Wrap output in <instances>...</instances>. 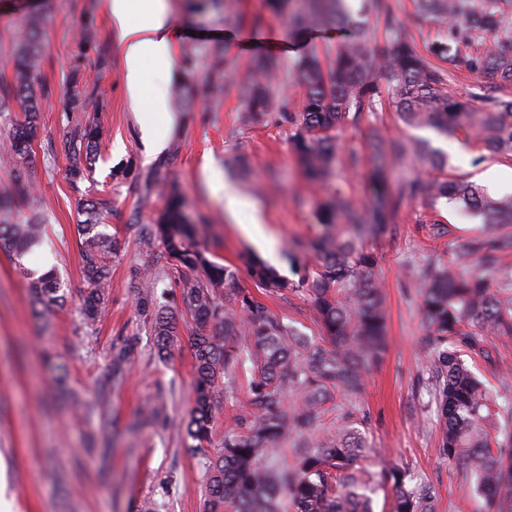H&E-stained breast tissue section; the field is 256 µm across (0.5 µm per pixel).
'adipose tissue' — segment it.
<instances>
[{
	"label": "adipose tissue",
	"instance_id": "ef3b65f1",
	"mask_svg": "<svg viewBox=\"0 0 512 512\" xmlns=\"http://www.w3.org/2000/svg\"><path fill=\"white\" fill-rule=\"evenodd\" d=\"M149 22L143 26L128 23V0H109V8L120 31V41L125 55L126 88L133 104H140L143 97H150L153 108L163 111L171 74V47L174 34L168 24L163 0H139ZM156 63L153 81H146L145 66Z\"/></svg>",
	"mask_w": 512,
	"mask_h": 512
}]
</instances>
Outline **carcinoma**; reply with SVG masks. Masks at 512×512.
Masks as SVG:
<instances>
[{"instance_id": "carcinoma-1", "label": "carcinoma", "mask_w": 512, "mask_h": 512, "mask_svg": "<svg viewBox=\"0 0 512 512\" xmlns=\"http://www.w3.org/2000/svg\"><path fill=\"white\" fill-rule=\"evenodd\" d=\"M291 14L298 28L341 21L343 0H301ZM418 14L443 28L441 37L418 52L409 26L392 10L390 0H366V13L382 24L390 46L377 53L366 30L357 28L351 40L336 47L334 59L323 68L315 55L298 65L307 84L301 108L282 112L291 127V147L306 176L318 183L337 177V126L356 124L375 110L381 98L379 79L408 126H429L448 136L473 133L492 151L512 157V96L478 87L469 99L448 95L451 70L446 62L473 74H490L512 82V0H416ZM20 46L13 60L9 98L23 120L11 124L4 136L15 157L14 177L19 191L32 197V142L40 103L36 86L45 46L40 14L20 27ZM484 43L477 55L461 53V45ZM241 89L251 101L250 120L275 108L261 84L245 82ZM105 131L98 125H75L67 132L63 151L66 178L73 188L86 180ZM374 166L369 174V204L355 205L338 191L318 211L328 228L344 224L346 238L328 233L311 243L320 265L315 274L295 284L282 278L260 259L243 256V263L264 293L286 290L305 293L321 336L314 340L283 322L261 300L237 288V268L216 261L219 241L205 236L204 225L185 211L174 192L162 194L163 206L153 223L138 232L158 240L163 248L160 268L134 271L141 310L150 317L154 346L165 362L178 336L179 318L192 317L195 351L194 406L185 429L186 448L200 455L207 499L205 512H374V496L383 493L389 512H436L435 491L406 469L382 466L371 472L359 466L365 448L354 413L336 421L332 435L312 429L325 412V403L338 393L351 401L365 390L366 377L383 358L387 344L383 297L375 276V257L359 248L360 241L382 232L402 205L415 200L449 198L483 217L486 233L474 239L468 252L478 255L477 268L467 274L445 266H430L418 294L429 333L424 338L428 368L443 378L435 401L444 429L441 445L448 464L457 466L483 500L484 512H512V393L495 394L465 364L463 356L492 359L485 340L495 336L512 341V270L503 272V258L512 253V234L500 233L512 224V196L490 197L480 185L463 180L407 178L392 184L390 172L406 155L402 143L368 133ZM106 201L83 203L85 220L76 225L81 265L89 288L81 316L91 329L108 298L112 254L116 239L104 230ZM39 204L23 224L0 225V249L21 262L39 242L46 224ZM28 280L30 302L39 319L48 323L64 307L65 292L57 275L36 276L21 266ZM489 272H503L498 289ZM169 280L179 288L180 304L156 305L158 285ZM133 345L113 358L112 378L124 379ZM245 382L248 410L225 429L213 444V426L223 403L220 391ZM299 397V405L286 402ZM494 421L503 440L493 448L483 427ZM302 438L293 448L295 465H274L287 435Z\"/></svg>"}]
</instances>
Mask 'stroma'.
<instances>
[{
	"instance_id": "stroma-1",
	"label": "stroma",
	"mask_w": 512,
	"mask_h": 512,
	"mask_svg": "<svg viewBox=\"0 0 512 512\" xmlns=\"http://www.w3.org/2000/svg\"><path fill=\"white\" fill-rule=\"evenodd\" d=\"M267 4L208 0L203 10L192 11L189 0H166L168 20L180 32L172 45L169 88L186 85L190 95L181 102L169 99L165 145L154 151L142 129L157 116L149 101L131 106L108 0H0V95L11 85L18 27L38 10L44 13L41 76L49 91L40 101L32 143L34 190L51 204L44 244L19 266L0 251V465L14 512H138L146 499L155 501L158 512H203V472L184 442L193 406L196 325L180 322L171 356L159 364L149 322L130 286L134 268L156 264L163 251L160 242L141 241L134 230L151 223L162 205L158 193L145 190L149 174L159 173L165 188L182 195L190 215L206 221L208 236L220 241L221 264L237 266L239 287L256 297L261 290L241 260L253 250L242 225L261 220L279 254V275L291 282L309 276L317 259L298 245L323 233L316 216L320 203L337 186L355 204L366 202L369 126L387 139L429 141L447 154L449 176L477 182L495 166L503 182L512 183V159L472 137L447 139L429 127L407 126L386 101L338 132L340 161L347 164L357 155V167L347 166L334 186L310 182L290 148L289 125L274 113L245 121L249 104L239 83L252 78L255 57L277 58L280 77L267 87L287 111H298L305 82L297 62L311 53L332 57L347 33L332 25L294 32L287 16L273 15ZM188 52L196 58L189 73L182 67ZM93 78L103 102L65 113L64 91L72 85L84 89ZM88 121L101 124L107 136L88 179L75 190L65 177L62 141L72 124ZM228 186L239 209L224 201ZM85 195L110 200L106 222L118 245L108 309L92 330L80 314L88 284L76 225ZM483 230L480 219L450 200H419L402 206L383 234L362 243L379 262L387 352L361 397L360 430L370 462L410 468L436 487V512H479L481 500L441 449L443 421L425 364L416 283L428 265L454 262ZM50 266L61 274L67 302L46 324L31 311L22 271ZM266 304L300 331L318 335L305 293L288 292ZM128 338L138 346L123 384L116 386L112 349ZM161 401L165 411L152 415Z\"/></svg>"
}]
</instances>
